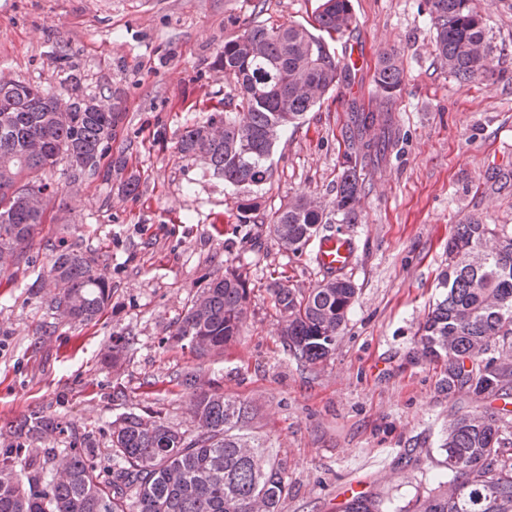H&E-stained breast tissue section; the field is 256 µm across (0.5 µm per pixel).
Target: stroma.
Instances as JSON below:
<instances>
[{
  "label": "stroma",
  "instance_id": "35a3bbf8",
  "mask_svg": "<svg viewBox=\"0 0 512 512\" xmlns=\"http://www.w3.org/2000/svg\"><path fill=\"white\" fill-rule=\"evenodd\" d=\"M317 0H0V78L62 89L66 51L81 92L123 114L113 152H126L140 177L137 195L122 177L59 193L40 225L29 265L0 269V448L16 445L19 420L43 411L71 436L93 434L112 466L114 419L157 412L191 427L181 375L246 401L255 431L288 461L280 512H336L345 495L373 493L405 505L436 485L442 428L451 412L486 409L448 392L442 365L418 354V333L438 295V274L457 225L512 226V192L486 189L493 164H512V0H478L495 47L493 82L460 83L434 53L426 0H351L355 29L330 45L358 43L362 57L340 84L288 129L271 157L265 210L312 195L336 197L340 162L361 134L353 115L383 113L390 143L371 154L354 224H326L356 245L348 274L357 295L335 351L310 365L285 351L266 286L281 279L305 290L324 278L312 249L280 247L266 224H242L236 196L200 161L181 157L185 128L224 101L233 85L215 61L243 23L306 22ZM396 53L403 82L393 99L375 67ZM193 222H184L185 213ZM90 249L112 285V300L88 325L55 322L44 294L48 244ZM246 265L252 292L238 339L200 360L169 333L206 279ZM116 332L130 344L118 365L106 353ZM411 454L412 466L400 464Z\"/></svg>",
  "mask_w": 512,
  "mask_h": 512
}]
</instances>
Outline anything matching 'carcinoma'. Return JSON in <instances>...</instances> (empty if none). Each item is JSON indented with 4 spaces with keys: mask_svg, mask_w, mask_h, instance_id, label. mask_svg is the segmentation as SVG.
<instances>
[{
    "mask_svg": "<svg viewBox=\"0 0 512 512\" xmlns=\"http://www.w3.org/2000/svg\"><path fill=\"white\" fill-rule=\"evenodd\" d=\"M436 51L448 74L460 82L490 81L494 48L474 0H428ZM310 26L249 24L224 41L216 62L234 84L235 95L186 128L178 151L202 159L212 175L237 194L241 224H272L280 246L301 253L332 223L326 206L299 196L272 214L260 213L272 176L271 156L284 130L302 123L324 97L346 81L349 65L331 53L354 25L350 0H319ZM76 93L66 109L62 94L39 85L0 80V258L28 261L50 197L59 187L52 172L67 160L65 186L110 182L127 169L118 156L107 165L121 113L109 103L89 106L80 78H65ZM375 82L390 98L403 82L393 54L378 62ZM379 143L369 140L344 155L334 208L339 223L355 224L364 191V159ZM491 188L512 187V169L493 167ZM47 276L57 288L50 309L68 321H95L112 298V287L88 253L50 245ZM439 298L420 331L423 354L447 359L448 391L512 402V359H484L493 340L512 353V229L470 221L448 240V266L439 277ZM250 275L240 265L210 276L170 333L198 358L217 354L239 335L250 308ZM282 345L309 364L327 359L353 304L356 288L340 273L307 291L279 279L267 285ZM193 429L179 431L161 417L129 414L112 422L117 470L101 467L96 440L79 438L60 455L44 448L41 466L26 470L27 444L67 432L63 423L33 411L15 427L25 439L0 448V512H278L288 494L287 463L272 446L248 432L244 403L197 382L188 372ZM507 410L455 415L440 448L444 472L437 487L400 512H512V426ZM379 496L354 497L342 512H385Z\"/></svg>",
    "mask_w": 512,
    "mask_h": 512,
    "instance_id": "cac0c4a2",
    "label": "carcinoma"
}]
</instances>
